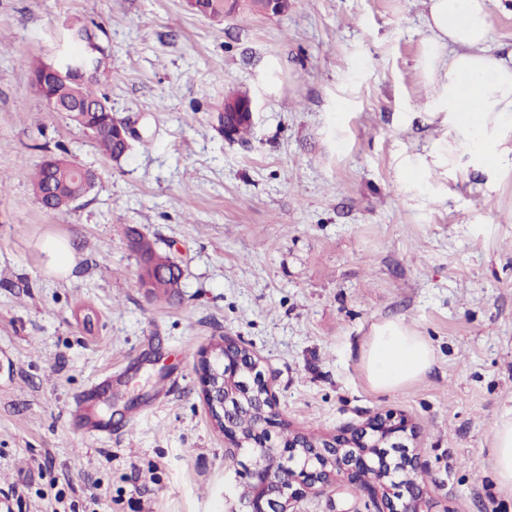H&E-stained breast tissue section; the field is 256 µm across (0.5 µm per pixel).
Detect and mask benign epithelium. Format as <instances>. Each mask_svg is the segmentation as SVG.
I'll use <instances>...</instances> for the list:
<instances>
[{"mask_svg":"<svg viewBox=\"0 0 512 512\" xmlns=\"http://www.w3.org/2000/svg\"><path fill=\"white\" fill-rule=\"evenodd\" d=\"M104 49L100 39L84 42V51L68 56V70L82 77L97 75L95 60ZM197 367L202 392L213 424L224 433L227 457L241 467L248 491L241 512H296L292 505L318 495L342 480L366 490L376 501V512H431L427 491L417 481L422 463L409 453L405 440L413 427L402 414L388 412L355 428L350 435L320 441L300 432H288V441L276 438V395L271 382L249 350L229 339L199 354ZM263 411L250 435L242 434L234 414L249 405ZM399 453L403 477L393 480L388 449Z\"/></svg>","mask_w":512,"mask_h":512,"instance_id":"7a95c632","label":"benign epithelium"}]
</instances>
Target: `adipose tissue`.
<instances>
[{
    "mask_svg": "<svg viewBox=\"0 0 512 512\" xmlns=\"http://www.w3.org/2000/svg\"><path fill=\"white\" fill-rule=\"evenodd\" d=\"M423 24L420 64L438 88L449 151H456V135L463 132L479 165H512V56L497 57L484 48L490 28L486 0H430ZM472 86L480 92L481 109L474 121L464 110ZM433 362L426 338L399 321L375 326L361 353L367 382L379 394L420 380ZM488 458L499 491L512 496V418L496 422Z\"/></svg>",
    "mask_w": 512,
    "mask_h": 512,
    "instance_id": "obj_1",
    "label": "adipose tissue"
}]
</instances>
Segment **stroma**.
<instances>
[{
    "label": "stroma",
    "mask_w": 512,
    "mask_h": 512,
    "mask_svg": "<svg viewBox=\"0 0 512 512\" xmlns=\"http://www.w3.org/2000/svg\"><path fill=\"white\" fill-rule=\"evenodd\" d=\"M487 5L488 49L512 50V0ZM428 7L289 0L216 20L185 0H0V512H239L196 365L222 337L260 356L282 427L405 414L434 512H512L487 456L512 416V167L484 172L463 146L419 168L448 139L419 64ZM76 16L104 29L100 89L141 137L117 161L31 85L28 60L79 52ZM236 92L256 104L243 145L216 120ZM49 155L98 175L61 212L26 176ZM134 232L180 267L171 300L140 287ZM50 239L74 249L68 275ZM385 319L435 361L381 395L359 351ZM80 401L106 431L73 420ZM352 506L376 512L363 491L298 508Z\"/></svg>",
    "instance_id": "1"
}]
</instances>
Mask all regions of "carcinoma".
Returning <instances> with one entry per match:
<instances>
[{
    "mask_svg": "<svg viewBox=\"0 0 512 512\" xmlns=\"http://www.w3.org/2000/svg\"><path fill=\"white\" fill-rule=\"evenodd\" d=\"M250 11H262L260 0H197L195 11L204 17H224L236 13L240 7ZM99 78H81L67 74L55 77L47 83V98L52 100L55 112L70 113V120L88 133L100 153L112 160H119L130 150L131 145L112 135V107L107 94L94 89ZM34 193L43 208L62 211L69 207L70 200L80 194L90 193L96 184V174L87 170V179L82 182L65 166L39 164L31 173ZM132 250L140 261L159 259L166 266L163 284L152 292L153 298L168 299L181 287V270H172L174 263L168 256L158 253L150 241L140 236Z\"/></svg>",
    "mask_w": 512,
    "mask_h": 512,
    "instance_id": "1",
    "label": "carcinoma"
}]
</instances>
